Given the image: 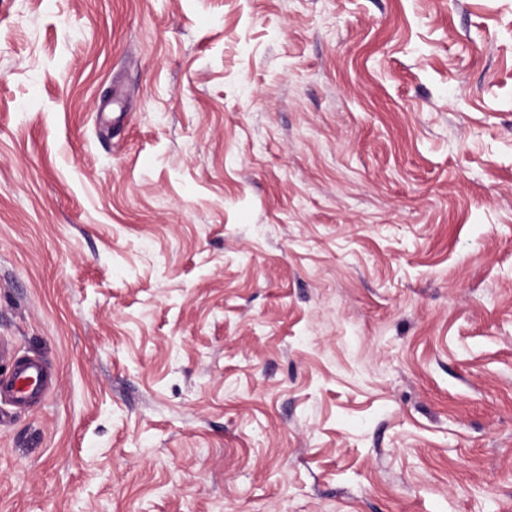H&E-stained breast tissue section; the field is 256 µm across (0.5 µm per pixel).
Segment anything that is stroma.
Returning a JSON list of instances; mask_svg holds the SVG:
<instances>
[{
    "label": "stroma",
    "instance_id": "obj_1",
    "mask_svg": "<svg viewBox=\"0 0 512 512\" xmlns=\"http://www.w3.org/2000/svg\"><path fill=\"white\" fill-rule=\"evenodd\" d=\"M0 512H512V0H0ZM11 362L8 375L0 376V399L21 407L42 396L52 385V377L45 367L34 359H21L7 344L1 345L0 359Z\"/></svg>",
    "mask_w": 512,
    "mask_h": 512
}]
</instances>
